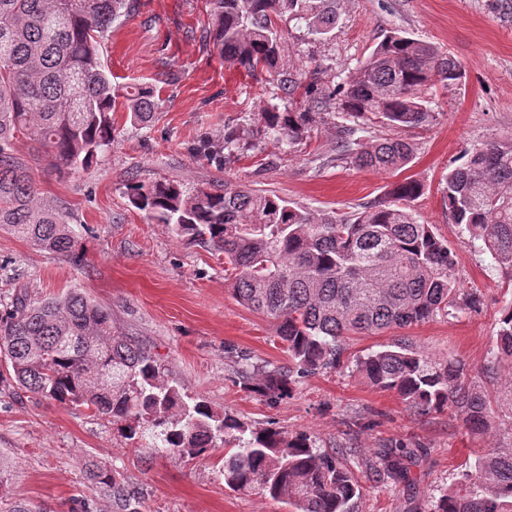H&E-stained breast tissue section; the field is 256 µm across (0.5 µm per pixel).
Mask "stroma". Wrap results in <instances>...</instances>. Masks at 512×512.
I'll use <instances>...</instances> for the list:
<instances>
[{
    "mask_svg": "<svg viewBox=\"0 0 512 512\" xmlns=\"http://www.w3.org/2000/svg\"><path fill=\"white\" fill-rule=\"evenodd\" d=\"M211 10V0H138L135 14L113 26L100 50L106 71L120 85L153 84L161 102L145 127L114 112L112 147L90 171L57 169L31 141L15 140L14 155L42 195L70 214L86 255L76 264L0 231V293L24 288L44 298L78 289L110 308L127 336L159 354L168 380L190 396L249 427L304 433L319 450L342 452L360 482L354 512H430L471 449L488 447L491 438L467 433L461 420L445 413L418 415L394 393L346 370L301 379L289 398L275 404L243 389L240 365L226 349L247 351L260 367L286 365L274 321L235 299L223 254L176 240L132 208L125 191L132 181L169 179L189 189L230 182L315 213L349 215L383 197L391 183L419 179L425 190L413 203L415 213L448 241L456 278L462 287L478 289L482 304L409 328L353 336L346 353L404 344L435 360L481 368L493 358L499 311L512 302V283L451 224L442 178L466 148L512 131V0H337L339 18L329 36L288 24L284 65L301 83L323 90L364 61L389 30L433 43L461 64L462 81L424 92L434 123L400 130L415 152L395 173L358 168L340 156L336 130L346 119L334 108L322 111L294 145L268 137L259 114L277 103L276 84L268 73L225 63L209 36ZM236 124L243 130L238 148L223 164L208 161L201 144L223 143L225 128ZM399 443L422 456L410 485L392 483L375 468L380 450ZM0 456L11 466L0 495L45 512H71L78 498L92 500L93 512H117L111 495L88 479L87 461L119 470L140 492L143 512H289L283 502L230 491L223 449L186 462L156 453L146 462L111 423L85 408L28 398L5 385Z\"/></svg>",
    "mask_w": 512,
    "mask_h": 512,
    "instance_id": "obj_1",
    "label": "stroma"
}]
</instances>
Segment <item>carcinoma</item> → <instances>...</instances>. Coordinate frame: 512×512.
<instances>
[{
	"label": "carcinoma",
	"mask_w": 512,
	"mask_h": 512,
	"mask_svg": "<svg viewBox=\"0 0 512 512\" xmlns=\"http://www.w3.org/2000/svg\"><path fill=\"white\" fill-rule=\"evenodd\" d=\"M136 0H0V231L74 262L83 249L70 216L41 196L15 139L37 142L51 165L88 170L112 146V112L147 123L159 99L151 86L112 84L101 43L112 25L130 17ZM324 36L337 21L335 0H213L210 36L225 61L276 77L284 98L304 91L303 112L263 109L266 133L290 145L315 121L314 109L335 106L352 119L336 131L337 147L354 163L396 172L414 146L399 138L363 141L377 121L423 127L434 112L422 96L436 83L462 78V67L436 45L393 31L332 91L317 93L283 72V18ZM240 128L224 145L203 146L215 159L232 153ZM448 171L443 199L452 223L482 242L512 278V134L472 145ZM424 185L406 177L385 197L349 217L314 214L275 194L231 184L191 192L171 181L126 186L131 207L173 236L224 252L231 291L251 310L277 321L288 365L259 373L243 369L239 383L270 403L289 396L302 378L351 363L372 386L396 393L422 414L448 413L468 432L495 444L475 448L430 512H512V382L491 393L484 380L498 363L512 367V303L498 319L495 362L474 371L459 360L433 361L404 346L349 358L351 333L410 327L474 310L480 294L453 275L454 253L411 203ZM35 397L86 408L132 443L150 440L176 460L196 458L224 443V483L287 502L293 512H353L360 495L355 473L305 434L252 429L165 379L161 359L124 335L112 313L77 289L33 299L26 292L0 305V383ZM388 478L413 481L415 453L404 445L382 455ZM88 478L112 494L118 512H141V499L115 469L86 466Z\"/></svg>",
	"instance_id": "1"
}]
</instances>
